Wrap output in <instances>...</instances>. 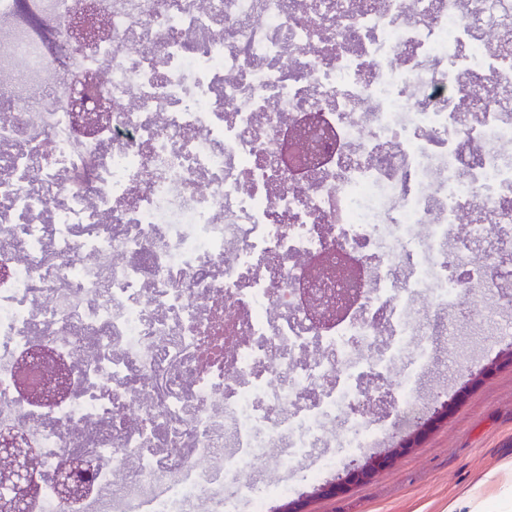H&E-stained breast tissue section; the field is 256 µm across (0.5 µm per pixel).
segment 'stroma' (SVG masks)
<instances>
[{"label":"stroma","instance_id":"35a3bbf8","mask_svg":"<svg viewBox=\"0 0 512 512\" xmlns=\"http://www.w3.org/2000/svg\"><path fill=\"white\" fill-rule=\"evenodd\" d=\"M478 304L455 311L457 336L436 337L439 358L424 371L420 388L427 409L455 399L448 419L368 482L331 497L313 496L309 460L288 467L292 499L307 512H512V335L481 320L485 308L512 311V288H485Z\"/></svg>","mask_w":512,"mask_h":512}]
</instances>
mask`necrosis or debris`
<instances>
[{
  "instance_id": "obj_1",
  "label": "necrosis or debris",
  "mask_w": 512,
  "mask_h": 512,
  "mask_svg": "<svg viewBox=\"0 0 512 512\" xmlns=\"http://www.w3.org/2000/svg\"><path fill=\"white\" fill-rule=\"evenodd\" d=\"M77 0H44L52 45ZM112 35L54 61L0 0V431L34 449L29 512H250L288 483L274 459L383 435L372 407L406 372L423 404L430 324L472 289L512 288V0H98ZM108 67L107 122L65 83ZM335 131L307 178L275 165L287 123ZM362 268L356 310L315 317L316 257ZM231 337L207 347L213 319ZM426 338H419V331ZM67 364L30 403L21 356ZM97 467L61 500L49 476Z\"/></svg>"
}]
</instances>
